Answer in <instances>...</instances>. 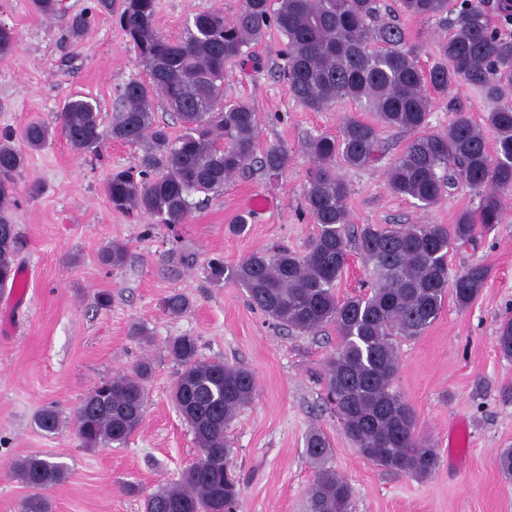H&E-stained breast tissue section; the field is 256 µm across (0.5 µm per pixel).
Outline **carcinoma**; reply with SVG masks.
<instances>
[{"mask_svg":"<svg viewBox=\"0 0 512 512\" xmlns=\"http://www.w3.org/2000/svg\"><path fill=\"white\" fill-rule=\"evenodd\" d=\"M413 17L453 15L440 57L422 67L406 48L408 32L378 20V0H243L230 20L220 9L202 11L171 40L156 25V0H121L119 26L148 79L126 82L123 106L105 126L98 102L74 96L63 105L60 127L79 154H97L107 139L147 143L138 168L116 170L105 193L112 209L144 215L157 224L186 223L197 208L195 196L215 193L252 164L268 177L287 165L288 150L267 147L256 155L258 118L246 101L224 99L227 65L253 56L271 29L284 39L279 74L291 96L305 108L322 112L350 102L372 120L348 118L339 135L308 138L311 157L305 186L308 213L318 234L307 250L262 248L235 265L221 257L207 263V278L245 288L251 304L276 323L302 333L336 330L338 344L317 375L326 401L344 434L363 458L382 469L415 478L439 465L436 451L416 434L411 405L394 390L399 343L421 335L440 315L446 296L460 308L470 306L489 277V269L470 265L450 274L448 252L475 243L478 233L501 223L503 200L512 196V37L492 28L485 0H397ZM114 0H94L72 17L68 36L79 39L99 13L112 12ZM17 32L0 24V60L10 57ZM466 84L485 98L501 102L486 121L496 133L489 146L468 109L452 100L454 120L444 131L429 132L432 96ZM163 98L176 113L182 132L174 136L154 117L153 102ZM414 134L386 171L387 189L409 197L422 209L438 204L457 185L478 192L480 204L464 210L454 224H366L350 233L348 183L336 172V159L354 169L372 166L380 152V128ZM52 129L29 123L22 137L31 151L42 149ZM26 154L0 141V288L15 283L20 247L10 209L15 206V176ZM356 249L372 280L366 293L339 298L336 281L351 249ZM127 245L112 241L99 253L113 268L127 259ZM173 316L192 305L180 293L162 299ZM500 354L512 358V317L496 331ZM178 366L172 402L194 434L200 454L178 481L147 492L128 483L127 494L142 500L143 512H235L242 493L230 458L225 431L240 408L255 395L253 373L221 360L199 356L197 339L175 336L166 344ZM152 363L143 359L132 374H117L92 390L76 409L75 436L84 448L122 445L145 417L144 383ZM36 425L52 433L58 410L49 405ZM306 452L317 469L308 487L309 512H349L352 489L328 467L327 437L312 432ZM11 476L31 490L21 512H51L46 492L64 483L68 467L50 456L32 455L12 463Z\"/></svg>","mask_w":512,"mask_h":512,"instance_id":"obj_1","label":"carcinoma"}]
</instances>
